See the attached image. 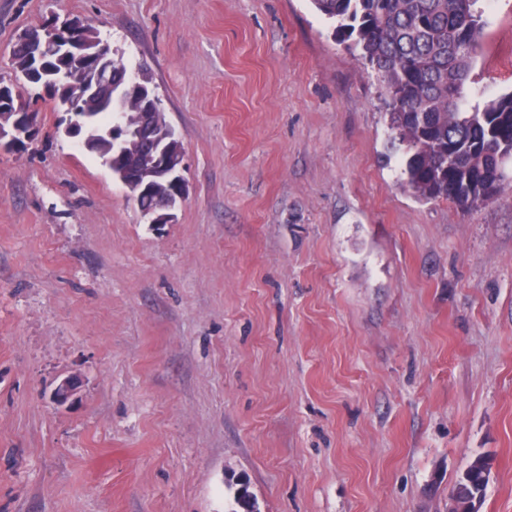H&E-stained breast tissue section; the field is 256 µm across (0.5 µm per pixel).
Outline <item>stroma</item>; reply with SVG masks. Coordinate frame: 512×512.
I'll return each mask as SVG.
<instances>
[{"label":"stroma","instance_id":"obj_1","mask_svg":"<svg viewBox=\"0 0 512 512\" xmlns=\"http://www.w3.org/2000/svg\"><path fill=\"white\" fill-rule=\"evenodd\" d=\"M469 103L512 91V0ZM91 24L145 66L185 152L154 224L100 159L40 131L0 152V512H512V182L418 200L381 87L311 0H0L19 34ZM75 378L63 405L54 389ZM490 463L484 457L474 460L462 479L453 487L457 502L464 506L463 512H478L477 507L485 496L489 482ZM469 508L470 511H467Z\"/></svg>","mask_w":512,"mask_h":512}]
</instances>
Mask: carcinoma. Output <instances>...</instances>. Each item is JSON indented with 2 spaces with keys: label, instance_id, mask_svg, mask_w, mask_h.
I'll use <instances>...</instances> for the list:
<instances>
[{
  "label": "carcinoma",
  "instance_id": "cac0c4a2",
  "mask_svg": "<svg viewBox=\"0 0 512 512\" xmlns=\"http://www.w3.org/2000/svg\"><path fill=\"white\" fill-rule=\"evenodd\" d=\"M333 35L362 50L381 86L393 146L404 156L401 183L424 201L463 209L494 198L512 161V92L466 108L484 31L477 0H311ZM490 463L474 460L453 487L470 512L485 496ZM254 512L248 484L234 496Z\"/></svg>",
  "mask_w": 512,
  "mask_h": 512
}]
</instances>
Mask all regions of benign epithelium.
<instances>
[{
	"label": "benign epithelium",
	"instance_id": "7a95c632",
	"mask_svg": "<svg viewBox=\"0 0 512 512\" xmlns=\"http://www.w3.org/2000/svg\"><path fill=\"white\" fill-rule=\"evenodd\" d=\"M54 36L42 28H29L17 39L16 49L23 51L28 71L23 79L0 85V150L17 147L38 133L36 113L18 102L19 88L32 83L43 71L46 52L56 44L58 56L68 65L53 72L41 83L50 93H59L64 112L69 115L65 133L78 139L85 150H93L102 138L109 140L112 162L106 167L127 188L136 201L142 196L155 198V205L142 210L152 224H166L171 210L182 201L186 184L184 151L174 129L160 112V101L139 73L113 76L112 51L108 42L80 20L53 23ZM138 98L141 111L131 120L101 131L94 110L115 109L119 100Z\"/></svg>",
	"mask_w": 512,
	"mask_h": 512
}]
</instances>
